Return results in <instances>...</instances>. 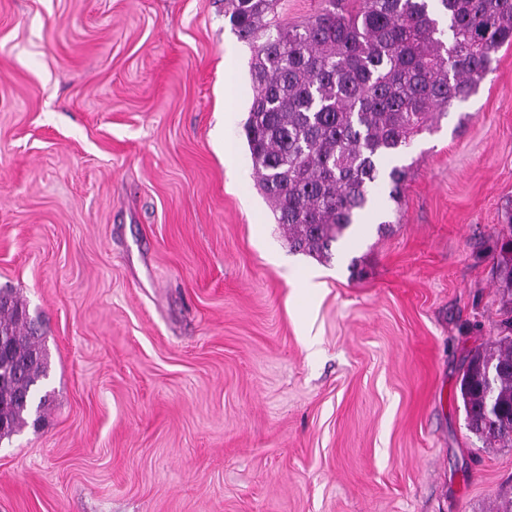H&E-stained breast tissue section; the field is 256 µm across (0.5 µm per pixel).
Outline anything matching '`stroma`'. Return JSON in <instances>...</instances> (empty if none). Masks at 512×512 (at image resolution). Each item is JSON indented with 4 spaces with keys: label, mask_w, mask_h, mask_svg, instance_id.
<instances>
[{
    "label": "stroma",
    "mask_w": 512,
    "mask_h": 512,
    "mask_svg": "<svg viewBox=\"0 0 512 512\" xmlns=\"http://www.w3.org/2000/svg\"><path fill=\"white\" fill-rule=\"evenodd\" d=\"M224 0H0V288L49 400L0 512H494L459 383L502 335L512 46L405 157L388 226L290 251ZM232 155H225V145Z\"/></svg>",
    "instance_id": "stroma-1"
}]
</instances>
